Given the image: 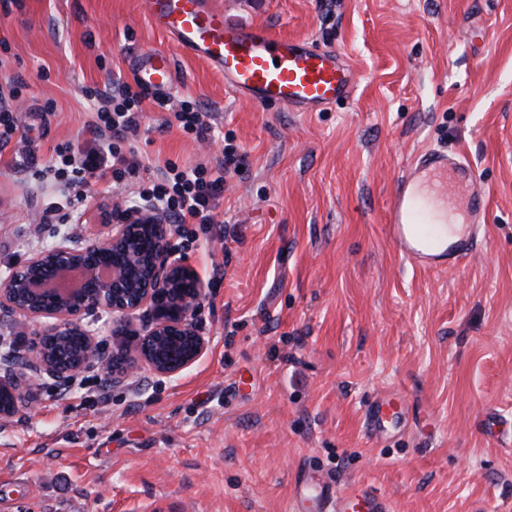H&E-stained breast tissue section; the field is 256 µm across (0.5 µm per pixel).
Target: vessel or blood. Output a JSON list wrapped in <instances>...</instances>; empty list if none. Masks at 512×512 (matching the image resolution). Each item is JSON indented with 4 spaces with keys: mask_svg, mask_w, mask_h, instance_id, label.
I'll return each mask as SVG.
<instances>
[{
    "mask_svg": "<svg viewBox=\"0 0 512 512\" xmlns=\"http://www.w3.org/2000/svg\"><path fill=\"white\" fill-rule=\"evenodd\" d=\"M152 25L177 49L223 76L225 85L258 106L316 112L352 97L355 79L342 58L307 41L273 34L265 26L228 22L212 0H141ZM133 78L149 91L169 95L177 70L168 51L142 48L129 58ZM433 178L448 193L463 192L467 220L459 230L439 228L415 189ZM487 195L476 188L472 169L457 155L429 150L417 155L397 182L390 202L387 236L415 267H454L471 257L486 223ZM386 400L365 409L366 429L381 438L398 423ZM290 512H391L389 501L365 488L341 492L332 482L304 477L294 484Z\"/></svg>",
    "mask_w": 512,
    "mask_h": 512,
    "instance_id": "obj_1",
    "label": "vessel or blood"
}]
</instances>
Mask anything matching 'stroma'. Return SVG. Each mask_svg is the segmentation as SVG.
Instances as JSON below:
<instances>
[{"mask_svg":"<svg viewBox=\"0 0 512 512\" xmlns=\"http://www.w3.org/2000/svg\"><path fill=\"white\" fill-rule=\"evenodd\" d=\"M214 2L336 49L353 97L258 107L175 53L173 95L216 141L147 101L138 158L211 167L221 140L244 156L217 224L189 225L181 250L210 348L174 379L144 368L114 385L94 366L66 389L45 381L39 408L0 426V512H287L303 475L371 488L392 512L512 510V0ZM0 42V82L25 80L18 117L44 160L82 140L84 87L130 80V50L169 46L140 0H17ZM427 149L465 156L489 200L450 269L411 266L386 236L397 180ZM46 194L16 145L0 149V276L72 232L41 223ZM385 394L405 424L376 440L364 410ZM171 114L183 133L192 135L195 140L200 142L213 139L212 124L206 120L207 113L201 112L192 101L180 100L177 109Z\"/></svg>","mask_w":512,"mask_h":512,"instance_id":"stroma-1","label":"stroma"}]
</instances>
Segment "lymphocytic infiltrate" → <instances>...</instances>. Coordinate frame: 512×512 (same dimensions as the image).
I'll use <instances>...</instances> for the list:
<instances>
[{
    "label": "lymphocytic infiltrate",
    "instance_id": "1",
    "mask_svg": "<svg viewBox=\"0 0 512 512\" xmlns=\"http://www.w3.org/2000/svg\"><path fill=\"white\" fill-rule=\"evenodd\" d=\"M25 87L19 77L0 88V148L18 144L31 177L56 187V197L41 213L44 224L54 223L64 210L82 213L94 202L110 197L113 189L125 185L128 179L138 178L143 164L136 158L133 144L140 133L145 101L172 109L179 129L195 140L203 142L211 137L212 125L206 113L192 101L183 99L174 106L169 98L150 96L139 84L126 81L112 88H85L84 96L92 104L94 118L84 131L94 140V147L66 142L56 146L51 160L44 163L32 140L20 132L17 107ZM242 164L236 146L228 144L216 166L183 169L167 163L159 176L140 180L137 194L145 204L168 213L175 224H211L227 176Z\"/></svg>",
    "mask_w": 512,
    "mask_h": 512
}]
</instances>
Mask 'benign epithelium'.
<instances>
[{"mask_svg":"<svg viewBox=\"0 0 512 512\" xmlns=\"http://www.w3.org/2000/svg\"><path fill=\"white\" fill-rule=\"evenodd\" d=\"M174 225L160 210H132L98 233L90 224L76 226L63 242L33 254L20 268L0 279V312L38 327V336H81L84 354L61 365L37 344L16 346L0 361V422L10 423L34 412L46 379L69 382L96 364L123 383L146 366L159 378H173L195 365L208 351L210 337L196 321L204 295L199 273L173 249ZM122 253L131 269L99 266L88 256ZM74 270L80 287L61 292L56 283ZM112 313L118 351L107 357L85 318ZM148 319L138 329L134 321Z\"/></svg>","mask_w":512,"mask_h":512,"instance_id":"obj_1","label":"benign epithelium"}]
</instances>
